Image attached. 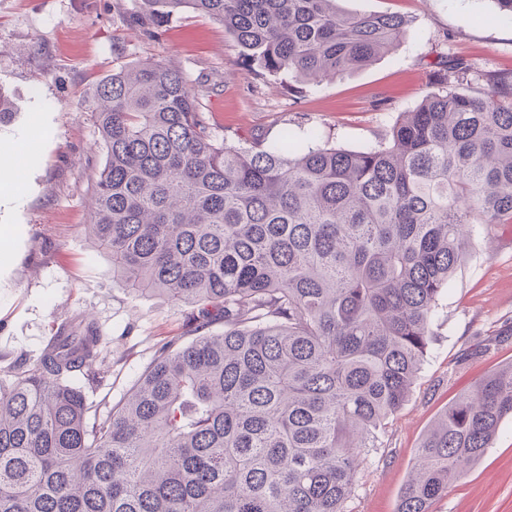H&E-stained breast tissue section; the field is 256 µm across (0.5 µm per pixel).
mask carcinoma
I'll list each match as a JSON object with an SVG mask.
<instances>
[{
	"label": "carcinoma",
	"instance_id": "cac0c4a2",
	"mask_svg": "<svg viewBox=\"0 0 512 512\" xmlns=\"http://www.w3.org/2000/svg\"><path fill=\"white\" fill-rule=\"evenodd\" d=\"M337 0H143L191 11L248 67L319 82L391 51L410 20ZM448 59L385 142L230 140L177 69L145 60L97 86L101 169L86 234L112 280L196 309L112 411L91 413L104 341L65 323L0 386V512H345L358 459L403 404L470 225L512 223V72L468 88ZM512 417V364L459 395L415 450L397 512H433Z\"/></svg>",
	"mask_w": 512,
	"mask_h": 512
}]
</instances>
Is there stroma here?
Listing matches in <instances>:
<instances>
[{
    "instance_id": "1",
    "label": "stroma",
    "mask_w": 512,
    "mask_h": 512,
    "mask_svg": "<svg viewBox=\"0 0 512 512\" xmlns=\"http://www.w3.org/2000/svg\"><path fill=\"white\" fill-rule=\"evenodd\" d=\"M353 13L410 19L398 46L370 65L318 84L253 75L223 25L185 11L158 30L138 25L142 0H0V86L14 103L0 124V385L40 358L54 327L91 315L107 340L100 383L75 376L107 415L168 342L188 340L189 304L113 282L84 226L105 155L88 112L97 84L144 59L183 72L218 133L275 138L308 129L355 149L388 135L431 88L440 57L472 65L473 86L512 71V21L493 0H338ZM437 336L399 414L360 464L347 512H396L418 448L436 416L489 371L512 363V224L476 226L466 262L438 305ZM490 346L477 357L478 341ZM434 512H512V418L482 461Z\"/></svg>"
}]
</instances>
